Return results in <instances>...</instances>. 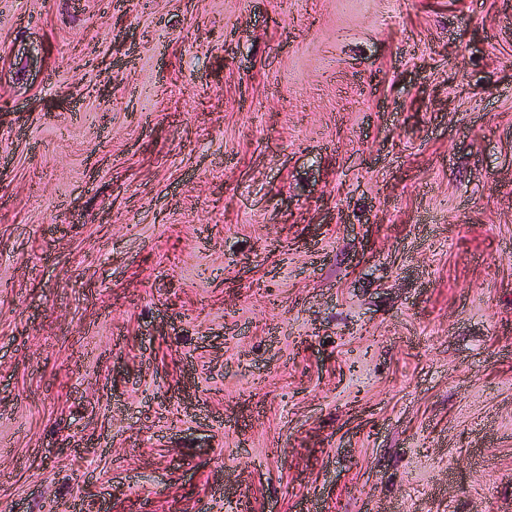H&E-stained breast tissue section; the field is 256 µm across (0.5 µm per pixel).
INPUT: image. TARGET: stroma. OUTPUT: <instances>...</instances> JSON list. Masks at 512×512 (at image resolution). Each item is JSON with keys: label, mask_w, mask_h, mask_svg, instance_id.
<instances>
[{"label": "stroma", "mask_w": 512, "mask_h": 512, "mask_svg": "<svg viewBox=\"0 0 512 512\" xmlns=\"http://www.w3.org/2000/svg\"><path fill=\"white\" fill-rule=\"evenodd\" d=\"M512 512V0H0V512Z\"/></svg>", "instance_id": "stroma-1"}]
</instances>
